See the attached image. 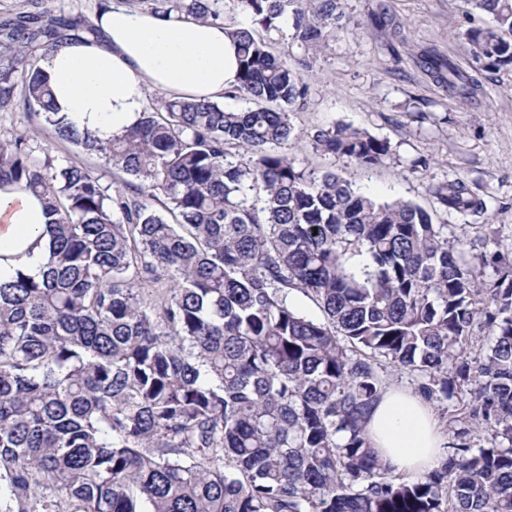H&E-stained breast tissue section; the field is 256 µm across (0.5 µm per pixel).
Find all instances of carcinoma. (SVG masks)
<instances>
[{
  "label": "carcinoma",
  "instance_id": "cac0c4a2",
  "mask_svg": "<svg viewBox=\"0 0 512 512\" xmlns=\"http://www.w3.org/2000/svg\"><path fill=\"white\" fill-rule=\"evenodd\" d=\"M128 2L183 21L243 13L235 93L252 107L162 98L102 142L56 112L35 68L97 27L45 0L0 26V109L21 98L55 139L127 176L114 189L35 157L34 130L0 138V185L44 196L50 252L42 277L0 280V512H512V258L480 254L481 280L420 206L287 152L311 61L275 55L259 31L286 20L313 51L347 29L345 0ZM465 8L490 18L464 32L473 68L433 51L419 63L469 100L480 72L512 66V0ZM312 147L364 169L393 156L343 124ZM429 192L486 212L461 179ZM384 362L454 437L413 480L365 430Z\"/></svg>",
  "mask_w": 512,
  "mask_h": 512
}]
</instances>
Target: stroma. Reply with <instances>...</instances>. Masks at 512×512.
<instances>
[{"label": "stroma", "mask_w": 512, "mask_h": 512, "mask_svg": "<svg viewBox=\"0 0 512 512\" xmlns=\"http://www.w3.org/2000/svg\"><path fill=\"white\" fill-rule=\"evenodd\" d=\"M404 30L391 40L372 25L378 0H345L346 31L315 55L304 74L308 94L293 114L299 135L289 149L300 167L344 175L360 191L384 202L402 198L431 214L453 237L482 251L487 229L512 252V66L482 73L478 101L452 98L417 64L433 49L469 67L461 0H387ZM348 124L390 140L394 156L372 170L313 150L320 130ZM464 180L487 205L470 216L439 207L432 183Z\"/></svg>", "instance_id": "1"}]
</instances>
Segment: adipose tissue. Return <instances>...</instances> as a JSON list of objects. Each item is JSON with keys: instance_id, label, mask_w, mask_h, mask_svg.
Returning a JSON list of instances; mask_svg holds the SVG:
<instances>
[{"instance_id": "ef3b65f1", "label": "adipose tissue", "mask_w": 512, "mask_h": 512, "mask_svg": "<svg viewBox=\"0 0 512 512\" xmlns=\"http://www.w3.org/2000/svg\"><path fill=\"white\" fill-rule=\"evenodd\" d=\"M99 38L44 53L58 112L107 140L139 117L147 92L202 101L222 99L237 84V54L223 27L177 22L113 4ZM47 219L40 197L19 184L0 186V280L21 268L39 275L48 261ZM367 432L395 472L417 477L444 457L447 441L431 405L417 393L389 388Z\"/></svg>"}]
</instances>
